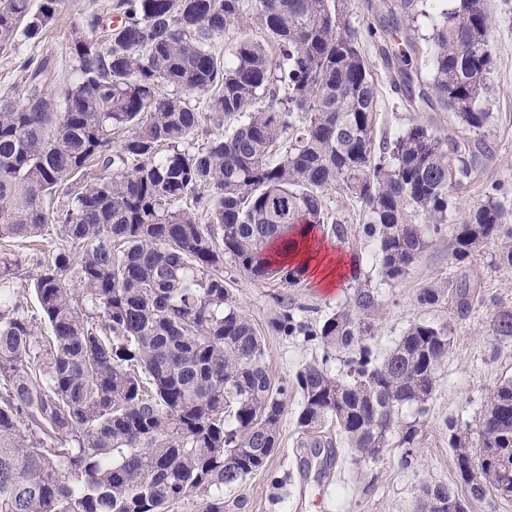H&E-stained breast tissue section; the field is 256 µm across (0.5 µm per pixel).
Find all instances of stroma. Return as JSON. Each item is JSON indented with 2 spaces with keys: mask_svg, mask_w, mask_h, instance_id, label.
<instances>
[{
  "mask_svg": "<svg viewBox=\"0 0 512 512\" xmlns=\"http://www.w3.org/2000/svg\"><path fill=\"white\" fill-rule=\"evenodd\" d=\"M117 0H65L54 20L34 39L17 37L14 47L0 50V91L20 87L17 72L27 57L46 60L48 83L55 94L74 78L70 43L74 31L86 20L98 16L114 21ZM456 0H418L417 14L404 22L400 42L425 47L432 26L441 13L452 9ZM489 16L488 40L492 65L486 80L483 105L492 118L481 131L492 147L477 181L452 194L454 208L447 224L432 235L428 248L420 254L400 279L378 288L375 307L368 313L372 325L369 341L373 351L385 354L402 332L414 322L446 328L450 337L448 356L439 367L435 387L426 413L405 406L401 419L416 421L420 432L414 447L394 446L372 460H363L347 446H340L338 459L325 474L301 471L297 462L303 451L297 445L296 417L300 395L295 387L297 372L306 364L326 362L328 369L343 368V353L326 354L318 341L307 336H280L271 329L275 318L287 308L303 311L309 322L319 323L336 308L351 304L356 282L377 280L375 242L363 232L367 222L364 207L339 187L325 189L326 211L331 222L343 224L344 238H336L329 224L318 236L335 246L353 265L335 288H320L312 277L301 276L291 285L279 279H257L224 265L225 286L230 298L263 338L265 362L274 386L285 387V405L279 445L266 466L251 474L236 488L224 491V512H417L425 487L444 484L460 498L468 496L458 477L455 458L448 446L449 417L462 416L472 421L479 417L487 394L500 380L512 377V338L497 339L493 332L496 312L512 310V266L498 264L494 244L483 246L466 262L453 260L454 226L461 223L484 199V191L494 182L507 193L506 205L512 209V0H485ZM363 51L378 91L374 137L381 140L397 136L405 129L426 126L444 139L460 138L461 132L451 113L416 111L391 88L393 68L387 63L380 44L365 41ZM60 240L56 233L36 242L5 243L6 252L23 260L14 285V297L22 305L35 303L32 279L38 258L52 253ZM477 285L483 298L470 311L457 306V287ZM431 285L444 287L439 302L423 305L422 290Z\"/></svg>",
  "mask_w": 512,
  "mask_h": 512,
  "instance_id": "1",
  "label": "stroma"
}]
</instances>
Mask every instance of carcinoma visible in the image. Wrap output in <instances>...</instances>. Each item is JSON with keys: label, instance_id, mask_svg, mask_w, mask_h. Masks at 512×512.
<instances>
[{"label": "carcinoma", "instance_id": "1", "mask_svg": "<svg viewBox=\"0 0 512 512\" xmlns=\"http://www.w3.org/2000/svg\"><path fill=\"white\" fill-rule=\"evenodd\" d=\"M62 3L42 0L32 15L29 0H0V50L20 31L37 37ZM115 9L120 24L107 34L72 37L63 108L44 61L21 65L22 98L0 93V240H35L54 224L64 241L33 277L36 315L12 301L19 260L0 257V512H171L200 491L203 512H224V488L277 448L286 392L229 300L224 259L255 278L302 275L267 257L268 246L293 248L325 223L323 191L339 186L364 205L388 284L448 221L452 183L486 155L422 125L374 145L377 90L337 0H117ZM252 18L278 58L246 35L231 61L216 55L212 41ZM488 28L482 0H459L428 40L429 90H413L409 45L395 55L396 92L481 130ZM194 93L209 94L208 114ZM204 118L219 133L197 145ZM116 129L130 135L114 149ZM90 164L115 172L46 209ZM497 192L457 225L455 261L492 242L512 266V221ZM188 195L207 223L175 208ZM480 302L476 287L458 285L460 310ZM374 305L359 284L353 308L316 327L291 311L272 322L347 353L340 373L311 363L296 374L299 447L315 456L335 448L329 424L363 457L394 438L416 443L418 422L399 412H426L448 332L413 323L379 357L361 318ZM494 332L512 337V310L497 312ZM448 445L472 499L497 491L500 472L483 470L474 486L463 463L487 448L512 463V380L489 393L475 424L448 418Z\"/></svg>", "mask_w": 512, "mask_h": 512}]
</instances>
